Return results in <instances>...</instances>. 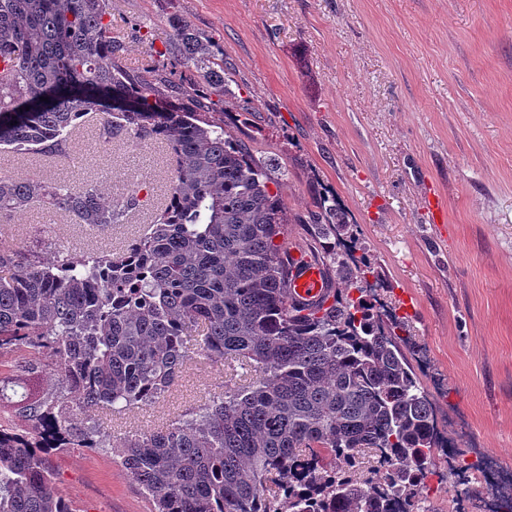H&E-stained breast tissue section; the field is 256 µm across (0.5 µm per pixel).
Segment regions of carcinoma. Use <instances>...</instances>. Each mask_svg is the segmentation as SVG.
<instances>
[{
  "label": "carcinoma",
  "instance_id": "carcinoma-1",
  "mask_svg": "<svg viewBox=\"0 0 512 512\" xmlns=\"http://www.w3.org/2000/svg\"><path fill=\"white\" fill-rule=\"evenodd\" d=\"M111 0H0V145L68 159L97 123L116 141L166 146V203L121 252L0 250V512H76L50 454L111 447L151 512H421L438 428L428 395L352 255L358 225L327 201L311 248L338 287L327 306L288 297V215L267 167L224 129V55L172 22L149 70L123 64ZM139 187L113 200L0 173V223L48 209L92 229L127 224ZM235 360L250 385L204 411L110 444L76 409L154 402L190 355ZM55 383L46 388L43 381ZM383 458L368 477L365 450Z\"/></svg>",
  "mask_w": 512,
  "mask_h": 512
}]
</instances>
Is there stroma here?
<instances>
[{
    "instance_id": "35a3bbf8",
    "label": "stroma",
    "mask_w": 512,
    "mask_h": 512,
    "mask_svg": "<svg viewBox=\"0 0 512 512\" xmlns=\"http://www.w3.org/2000/svg\"><path fill=\"white\" fill-rule=\"evenodd\" d=\"M224 51L231 107L224 123L267 163L289 214V245L309 236L320 196L358 225L356 255L370 260L381 295L407 329L398 345L439 427L467 424L465 443L512 470V0H112L124 64L151 65L171 18ZM78 128L79 164L0 150V173L72 184L98 181L112 197L132 182L143 205L130 223L92 230L47 211L15 215L0 248L23 245L44 261L66 243L83 252L126 247L163 201L161 144L91 149ZM445 213L433 217L429 198ZM189 359L161 400L116 418L113 440L199 412L248 383ZM55 487L78 512H149L111 451L53 456ZM486 486L460 476L434 489L426 512H483Z\"/></svg>"
}]
</instances>
